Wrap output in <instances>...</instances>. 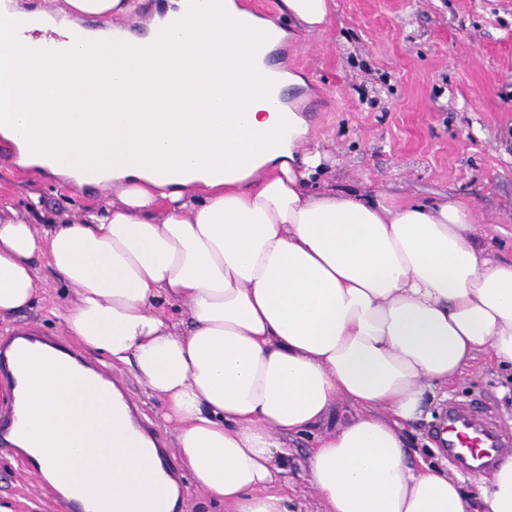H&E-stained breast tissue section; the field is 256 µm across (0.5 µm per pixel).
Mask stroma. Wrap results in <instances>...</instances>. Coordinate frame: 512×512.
<instances>
[{"label": "stroma", "instance_id": "stroma-1", "mask_svg": "<svg viewBox=\"0 0 512 512\" xmlns=\"http://www.w3.org/2000/svg\"><path fill=\"white\" fill-rule=\"evenodd\" d=\"M288 66L306 83L305 117L330 152L323 178L357 191H381L401 201L462 200L476 215V233L501 260L512 259V0H332L319 33L296 32ZM98 188H60L15 166L0 142V201L32 219L96 205ZM44 293L6 318L0 346L14 331L33 328L62 341L79 359L102 366L103 355L69 336L55 316L70 294L50 268ZM138 409L139 423L163 444L168 465L181 471L174 431L159 417L134 368L112 369ZM496 365L478 356L459 381L427 394L422 417L408 425L410 446L425 460L434 454L431 431L448 403L488 406L512 429V392ZM313 445L290 439L286 491L289 512H321L300 464ZM0 503L12 512H67L54 492L0 445Z\"/></svg>", "mask_w": 512, "mask_h": 512}]
</instances>
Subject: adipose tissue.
<instances>
[{
	"label": "adipose tissue",
	"instance_id": "obj_1",
	"mask_svg": "<svg viewBox=\"0 0 512 512\" xmlns=\"http://www.w3.org/2000/svg\"><path fill=\"white\" fill-rule=\"evenodd\" d=\"M138 5L0 0V33L108 20L69 59L22 35L0 48V140L16 164L107 184L82 216L41 225L0 203V317L42 293L46 261L74 295L66 332L135 364L185 467L232 512H288L296 435L315 438L307 476L324 512H512V458L465 487L410 459L402 434L425 388L477 354L512 370V260L479 243L463 202L313 185L323 145L273 93L303 82L266 63L289 37L275 19L171 0L133 36ZM281 9L313 33L331 2ZM20 370L12 442L47 487L95 512H173L178 485L115 385L46 345ZM341 397L358 413L337 424Z\"/></svg>",
	"mask_w": 512,
	"mask_h": 512
}]
</instances>
